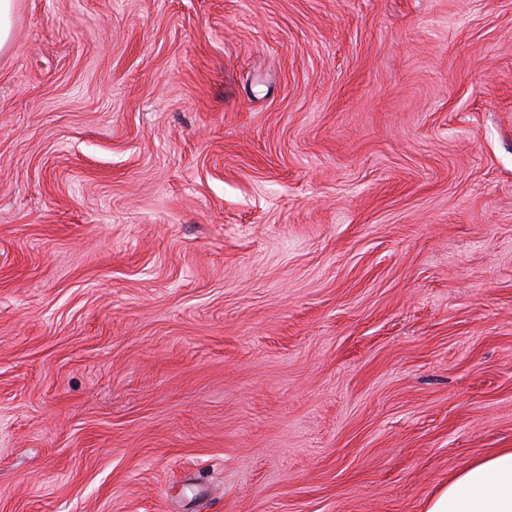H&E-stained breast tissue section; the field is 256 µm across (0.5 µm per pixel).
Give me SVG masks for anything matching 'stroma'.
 Wrapping results in <instances>:
<instances>
[{
  "label": "stroma",
  "instance_id": "stroma-1",
  "mask_svg": "<svg viewBox=\"0 0 512 512\" xmlns=\"http://www.w3.org/2000/svg\"><path fill=\"white\" fill-rule=\"evenodd\" d=\"M512 448V0H14L0 512H425Z\"/></svg>",
  "mask_w": 512,
  "mask_h": 512
}]
</instances>
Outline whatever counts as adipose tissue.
<instances>
[{"instance_id":"1","label":"adipose tissue","mask_w":512,"mask_h":512,"mask_svg":"<svg viewBox=\"0 0 512 512\" xmlns=\"http://www.w3.org/2000/svg\"><path fill=\"white\" fill-rule=\"evenodd\" d=\"M425 512H512V448L450 475Z\"/></svg>"}]
</instances>
